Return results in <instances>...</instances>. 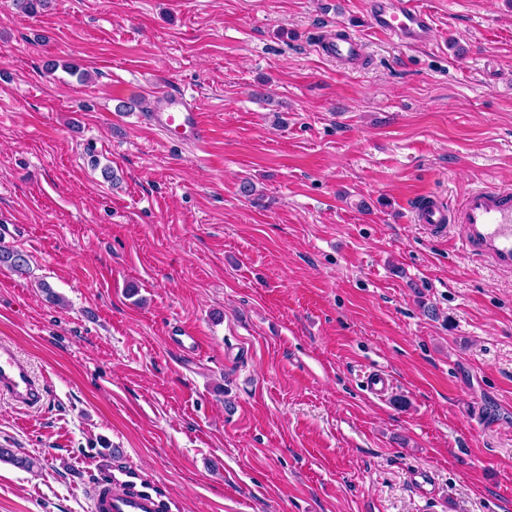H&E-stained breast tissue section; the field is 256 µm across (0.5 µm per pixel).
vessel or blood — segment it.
Wrapping results in <instances>:
<instances>
[{"instance_id": "1", "label": "vessel or blood", "mask_w": 512, "mask_h": 512, "mask_svg": "<svg viewBox=\"0 0 512 512\" xmlns=\"http://www.w3.org/2000/svg\"><path fill=\"white\" fill-rule=\"evenodd\" d=\"M369 25L373 33L409 47L428 42L433 33L430 14L418 0H369ZM326 59L353 65L363 59L366 44L357 33L336 25L323 30L315 44ZM147 123L167 138L200 147L210 139L209 123L197 104L178 90L163 94L162 102L148 113ZM416 220L442 233L448 225L460 227L458 244L469 257L512 271V186L485 185L470 189L458 206L434 195L419 199ZM178 351L195 355L202 346L197 332L181 324L169 332ZM0 393L34 408L47 395V383L36 377L14 350L0 343ZM90 512H173V502L134 467L107 466L89 486Z\"/></svg>"}]
</instances>
